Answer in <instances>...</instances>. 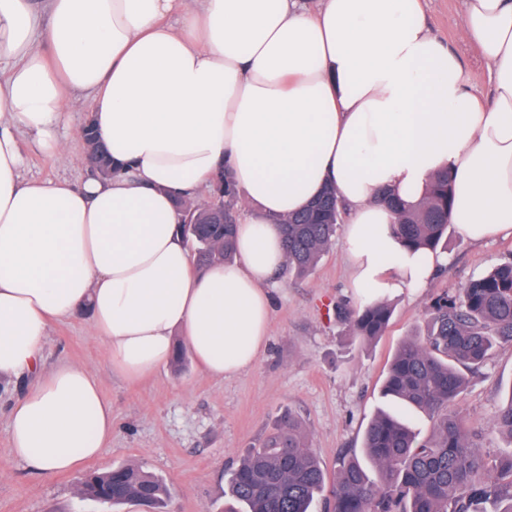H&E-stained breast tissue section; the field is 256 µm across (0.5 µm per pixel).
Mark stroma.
Masks as SVG:
<instances>
[{"label":"stroma","mask_w":512,"mask_h":512,"mask_svg":"<svg viewBox=\"0 0 512 512\" xmlns=\"http://www.w3.org/2000/svg\"><path fill=\"white\" fill-rule=\"evenodd\" d=\"M464 5L465 0H424L425 17L432 33L473 72L476 91L485 97L491 91L485 68L460 35ZM25 156L29 178L78 186L90 174L79 140L70 141L60 160L32 149ZM511 257L512 240L474 244L449 228L446 269L424 288L391 294L394 313L387 331L362 346L331 311L339 301L359 304L344 247L335 244L310 275L284 273L273 280L267 344L249 369L230 379L207 377L189 358L181 370L167 366L143 380H127L113 373L105 345L91 336L84 316L50 325L45 366H86L112 406V438L84 469L135 461L168 483L166 512H224L230 473L289 412L301 421L328 479H335L341 458L361 455L364 428L382 404L380 384L391 356L432 298L456 292ZM511 385L512 345H506L483 373L469 376L457 407L469 425L482 430L480 447L490 456L508 445L491 421ZM22 389L0 382V512H141L134 503L109 506L77 495L75 474L44 476L7 458L10 408Z\"/></svg>","instance_id":"obj_1"}]
</instances>
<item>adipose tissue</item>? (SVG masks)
Returning <instances> with one entry per match:
<instances>
[{
	"label": "adipose tissue",
	"mask_w": 512,
	"mask_h": 512,
	"mask_svg": "<svg viewBox=\"0 0 512 512\" xmlns=\"http://www.w3.org/2000/svg\"><path fill=\"white\" fill-rule=\"evenodd\" d=\"M461 33L492 85L428 28L423 0H0V381L24 382L9 458L43 475L97 457L112 406L93 372L43 371L52 321L89 311L114 373L250 368L286 264L279 218L333 186L351 288L428 283L447 259L407 251L379 202L417 201L447 171L467 240L512 239V0H467ZM90 101L119 174L80 186L23 175L58 157ZM246 197L231 262L195 269L179 224L222 168Z\"/></svg>",
	"instance_id": "obj_1"
}]
</instances>
